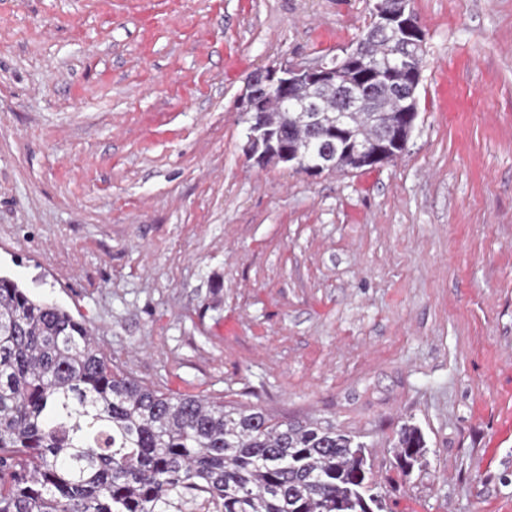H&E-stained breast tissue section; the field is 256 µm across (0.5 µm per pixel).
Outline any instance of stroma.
Returning a JSON list of instances; mask_svg holds the SVG:
<instances>
[{
  "label": "stroma",
  "mask_w": 512,
  "mask_h": 512,
  "mask_svg": "<svg viewBox=\"0 0 512 512\" xmlns=\"http://www.w3.org/2000/svg\"><path fill=\"white\" fill-rule=\"evenodd\" d=\"M372 4L0 0V275L150 387L355 436L386 512H512V0H410L392 162L244 152L251 72L343 55ZM427 443L421 430L409 423H404L393 446L394 459L402 476L409 477L415 468L421 469L426 464Z\"/></svg>",
  "instance_id": "35a3bbf8"
}]
</instances>
